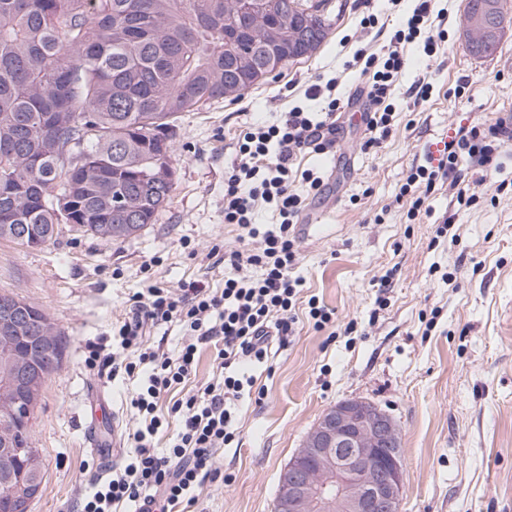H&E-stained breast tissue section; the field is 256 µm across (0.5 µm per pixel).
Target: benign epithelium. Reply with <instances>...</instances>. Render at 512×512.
<instances>
[{
  "mask_svg": "<svg viewBox=\"0 0 512 512\" xmlns=\"http://www.w3.org/2000/svg\"><path fill=\"white\" fill-rule=\"evenodd\" d=\"M498 0L466 15L464 35L490 48L505 24L499 23ZM27 310L22 305L0 309V327L15 326ZM10 381L0 384L7 396L17 388L22 403L9 404L13 417L28 420L41 392L38 366L16 356ZM41 459L26 433L0 428V474L28 506L39 493ZM404 465L396 423L373 403L347 399L318 418L301 448L279 476L275 512H401Z\"/></svg>",
  "mask_w": 512,
  "mask_h": 512,
  "instance_id": "1",
  "label": "benign epithelium"
}]
</instances>
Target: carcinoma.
<instances>
[{
  "mask_svg": "<svg viewBox=\"0 0 512 512\" xmlns=\"http://www.w3.org/2000/svg\"><path fill=\"white\" fill-rule=\"evenodd\" d=\"M229 0H0V239L26 224L45 245L62 224L114 241L137 235L168 201L180 113L242 96L303 58L288 27L332 25L328 0H251L224 28ZM163 170L167 180L153 173ZM32 332L0 331L16 354ZM39 360L57 372L63 340Z\"/></svg>",
  "mask_w": 512,
  "mask_h": 512,
  "instance_id": "carcinoma-1",
  "label": "carcinoma"
}]
</instances>
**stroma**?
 I'll return each mask as SVG.
<instances>
[{
  "mask_svg": "<svg viewBox=\"0 0 512 512\" xmlns=\"http://www.w3.org/2000/svg\"><path fill=\"white\" fill-rule=\"evenodd\" d=\"M332 26L308 57L290 63L241 99L218 100L182 113L174 143L177 177L153 224L114 241L63 226L56 241L28 248L0 240V293L43 309L63 336L61 368L44 384L33 419V440L44 466L32 512H63L85 471L91 437L112 439L118 411L121 431L133 426L127 386L93 376L84 363L86 342L112 333L129 315L128 298L146 274L175 285L203 279L224 282L214 265V244L239 248L238 231L224 221V168L234 161L233 140L242 125L279 119L307 102L316 79L338 78V92L360 88L343 64L360 47L379 50L382 39L358 26L362 9L394 23L406 0H332ZM467 0H438L448 21L447 49L436 61L409 48L396 82L393 131L379 148L364 151V128L350 112L336 123L335 152L303 157L319 170L325 192L304 217L293 276L304 296H317L336 316L335 339L303 319L295 337L256 368L265 396L243 402L239 435L223 450L229 485L205 488L195 512H272L280 472L323 412L360 398L385 409L401 432L404 459L402 512H512V145L495 168L470 169L477 206L454 210L446 192L433 194L416 220L397 194L425 145L448 128L496 121L512 106V22L497 49L472 55L463 36ZM433 85L430 99L412 104L408 87ZM471 97L455 96L459 79ZM452 218L456 243L438 236ZM353 333H346L347 324Z\"/></svg>",
  "mask_w": 512,
  "mask_h": 512,
  "instance_id": "1",
  "label": "stroma"
}]
</instances>
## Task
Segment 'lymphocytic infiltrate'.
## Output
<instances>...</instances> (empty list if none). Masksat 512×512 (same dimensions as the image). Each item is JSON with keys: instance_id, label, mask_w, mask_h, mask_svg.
I'll list each match as a JSON object with an SVG mask.
<instances>
[{"instance_id": "1", "label": "lymphocytic infiltrate", "mask_w": 512, "mask_h": 512, "mask_svg": "<svg viewBox=\"0 0 512 512\" xmlns=\"http://www.w3.org/2000/svg\"><path fill=\"white\" fill-rule=\"evenodd\" d=\"M447 37L434 17L433 0H413L379 52L354 53L352 63L366 80L370 102L363 149L378 147L392 130L393 86L406 67L407 48L421 44L424 55L435 59ZM305 96L321 99L322 111L296 106L277 122L252 123L238 134L236 160L224 169V221L237 226L245 246L226 253L212 247V254L224 256L223 287L201 279L175 288L148 281L130 297V316L111 341L87 344L85 365L94 375L133 380L137 387L127 402L134 425L124 462L80 491L75 512H188L205 486L230 482L221 452L238 435V401L251 398L255 385L244 368L267 363L271 342L287 345L298 322L295 308L304 284L290 275L299 256L296 226L322 195L324 179L316 169H299L297 160L331 151L345 107L343 98L322 95L317 84ZM511 142L512 131L498 123L460 127L448 144L447 163L411 167L399 192L408 203V219H416L429 197L444 188L457 207L477 205L463 164L496 167ZM262 208L278 217L264 230L256 224ZM171 322L180 323L187 336L174 355L146 334ZM208 345L216 350V373L192 384L197 355ZM180 386L184 396L171 399ZM167 429L169 442L158 448L156 438Z\"/></svg>"}]
</instances>
